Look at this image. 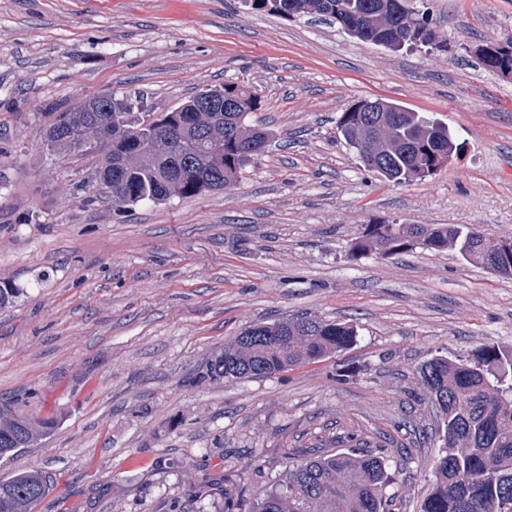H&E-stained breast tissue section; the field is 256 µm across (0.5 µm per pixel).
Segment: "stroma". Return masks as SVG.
<instances>
[{
    "label": "stroma",
    "mask_w": 512,
    "mask_h": 512,
    "mask_svg": "<svg viewBox=\"0 0 512 512\" xmlns=\"http://www.w3.org/2000/svg\"><path fill=\"white\" fill-rule=\"evenodd\" d=\"M435 43L395 52L244 0H0V399L56 428L0 459L40 470L35 512H250L286 453L370 451L418 512L442 452L417 370L512 348V279L456 250L348 253L367 225L464 224L512 237V78L477 51L512 40V0H417ZM248 84L269 134L235 190L119 213L58 157L52 113L89 95L164 112ZM383 98L447 124L437 173L394 184L337 130ZM302 313L352 324L351 349L270 377L198 383L225 340Z\"/></svg>",
    "instance_id": "stroma-1"
}]
</instances>
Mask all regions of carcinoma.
<instances>
[{
    "instance_id": "obj_1",
    "label": "carcinoma",
    "mask_w": 512,
    "mask_h": 512,
    "mask_svg": "<svg viewBox=\"0 0 512 512\" xmlns=\"http://www.w3.org/2000/svg\"><path fill=\"white\" fill-rule=\"evenodd\" d=\"M252 8L285 17H322L348 35L373 44L389 35L396 49L427 46L433 18L415 12L412 0H246ZM478 59L486 70L512 72V41L493 46ZM237 101L233 112L204 111L199 102ZM257 97L248 87L226 83L202 89L166 115L185 123L173 147L157 137L142 100L116 94L84 99L83 109L58 113L44 128L54 153L83 156L102 152L94 180L112 185L118 212L144 201L160 202L209 191H231L268 133L251 123ZM338 129L365 168L395 184L436 174L459 150L449 128L388 103L371 111L368 100L338 118ZM421 248L455 249L465 260L512 278V238L487 235L476 227L447 224H373L356 239L351 256H395ZM357 332L348 323L295 316L256 323L224 342L200 368L198 380L264 378L315 364L347 350ZM431 405L442 417L444 454L433 467L432 490L420 512H512V351L482 347L470 358L435 356L418 369ZM28 417L14 401H0V449L13 455L27 446ZM393 483L384 460L368 452L310 449L288 461L282 484L260 491L252 512H390ZM49 491L46 477L25 471L0 481V503L12 512H34Z\"/></svg>"
}]
</instances>
